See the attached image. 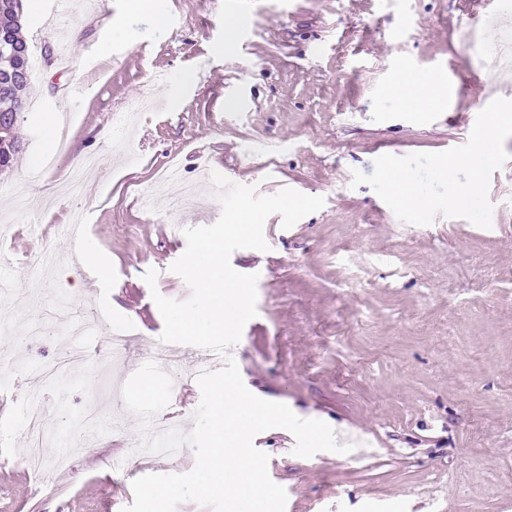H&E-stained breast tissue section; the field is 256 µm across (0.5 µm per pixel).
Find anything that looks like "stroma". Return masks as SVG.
Wrapping results in <instances>:
<instances>
[{
	"label": "stroma",
	"mask_w": 512,
	"mask_h": 512,
	"mask_svg": "<svg viewBox=\"0 0 512 512\" xmlns=\"http://www.w3.org/2000/svg\"><path fill=\"white\" fill-rule=\"evenodd\" d=\"M164 27L129 0H44L25 23L29 67L17 126L24 149L0 175V512H121L132 482L185 473L140 450L139 422L114 397L157 351L164 322L151 293L184 300L171 266L186 248L167 226L215 223L205 168L217 156L233 182L271 195L288 187L325 199L281 226L265 222L263 253L235 251L254 273L257 315L229 349L246 387L300 418L361 429L360 454L294 455L282 428L258 434L285 512H512V160L495 171L491 228L437 217L399 220L353 171L383 154L441 152L466 142L493 43L470 48L454 24L512 21V0H162ZM237 16L233 45L224 17ZM109 56H101L102 45ZM455 69L446 106L415 118L387 93L402 68ZM56 115L64 147L47 146ZM44 157L45 165L29 166ZM90 164L83 192L73 168ZM28 190L17 211L13 192ZM78 231L98 263L73 256ZM158 272L156 289L143 276ZM67 308L85 321L31 337L26 326ZM129 330L125 348L113 334ZM182 380L155 428L189 433L201 401L195 347H169ZM45 413L36 461L26 413Z\"/></svg>",
	"instance_id": "obj_1"
}]
</instances>
